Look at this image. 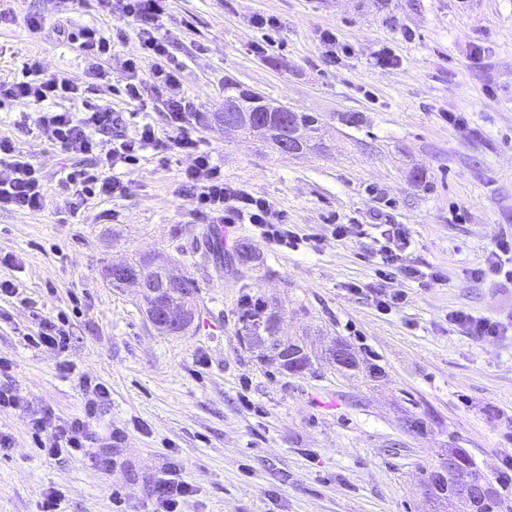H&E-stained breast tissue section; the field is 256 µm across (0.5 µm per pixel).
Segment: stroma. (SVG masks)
Instances as JSON below:
<instances>
[{
  "label": "stroma",
  "mask_w": 512,
  "mask_h": 512,
  "mask_svg": "<svg viewBox=\"0 0 512 512\" xmlns=\"http://www.w3.org/2000/svg\"><path fill=\"white\" fill-rule=\"evenodd\" d=\"M0 9L14 17L0 27V81L37 59L46 74L78 83L85 103L117 112L98 141L144 123L166 135L161 102L141 111L125 95L121 64L137 50L131 18L103 14L95 0L65 13L57 0H0ZM258 13L276 17L277 28H256ZM32 14L43 16L40 30L27 27ZM64 25L128 32L112 50L110 83L87 78L84 54L58 35ZM326 30L349 52H330ZM159 35L225 181L273 201L302 242L280 249L253 225L228 224L225 251L245 240L256 259L235 271L220 266L211 219L182 194L191 160L161 147L121 168L126 196L71 213L70 157L22 107L0 103V137L46 180L40 210H0V279L19 289L0 298V358L12 364L0 385L54 424L81 415L79 377L111 390L92 425L97 442L74 456L45 457L18 412L0 410V432L11 438L0 453V512H37L53 489L63 494L61 512H147L175 459L195 486L183 512H431L420 469L451 445L502 480L512 507V335L481 339L448 320L459 309L512 316V281L471 274L512 231V0H171ZM385 55L394 64H381ZM228 79L321 113L323 151L288 157L218 130ZM448 112L466 126H449ZM350 113L361 123L346 124ZM337 224L365 233L339 240ZM386 224L403 225L410 239L404 263L441 267L446 282L385 278ZM149 251L197 285L198 310L182 333L155 330L138 289L113 287L102 274ZM245 282L282 309L284 338L304 337L316 355L346 345L358 369L319 361L293 374L246 350L235 334ZM378 288L403 299L379 312ZM45 317L63 323L66 351L36 345ZM368 368L377 376L366 377ZM415 417L427 431L408 430ZM114 428L125 436L104 450Z\"/></svg>",
  "instance_id": "35a3bbf8"
}]
</instances>
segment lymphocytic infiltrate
Returning <instances> with one entry per match:
<instances>
[{
  "instance_id": "f902f5d3",
  "label": "lymphocytic infiltrate",
  "mask_w": 512,
  "mask_h": 512,
  "mask_svg": "<svg viewBox=\"0 0 512 512\" xmlns=\"http://www.w3.org/2000/svg\"><path fill=\"white\" fill-rule=\"evenodd\" d=\"M100 8L120 11L132 18L137 28L135 36L143 55L154 60L149 78L140 75L137 58L124 61L125 91L129 100L144 103L145 91H152L167 110L171 133L165 147L172 153L190 157L192 166L182 173V182L190 191L195 211L212 215L220 224H252L264 237L279 247H290L298 242L269 199L259 197L244 187L232 186L224 181L219 166L210 152L202 150L199 139L189 125L195 111L193 101L184 96L181 87V67L172 58L165 41L158 36L160 18L169 9V0H98ZM69 40L78 44L90 61L91 79H107L102 61L111 59L113 36L95 26H83L70 32ZM81 87L62 74H45L40 61L31 60L24 68L21 79L0 81V102L7 100L19 106L42 104L33 122L54 144L67 155L91 159L88 167H73L66 180L75 189L79 201L99 196L117 199L125 196L126 185L118 168L135 164L139 155L156 144L153 127L145 125L136 136L113 140L109 148H102L93 134L110 130L115 122L110 104L81 106ZM70 102L67 110H53L58 101ZM45 180L31 159L17 149L12 139L0 137V210L37 211L43 206ZM387 245L381 256L386 267H399L406 277L429 284L443 280L440 269L423 271L411 265H398L402 250L410 241L400 225H390L386 231ZM79 384L86 396L83 416L61 424H51L45 416L27 414L26 423L38 447L45 456L54 458L83 448L92 438L89 424L92 418L104 412L111 399L109 387L90 378H81ZM195 488L179 467H171L156 487L151 512H182L184 501L193 496Z\"/></svg>"
}]
</instances>
